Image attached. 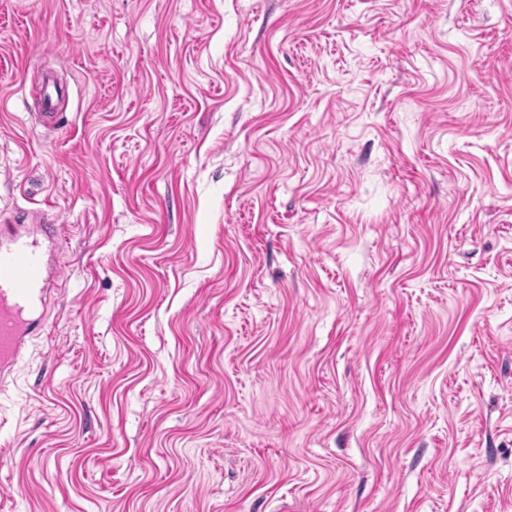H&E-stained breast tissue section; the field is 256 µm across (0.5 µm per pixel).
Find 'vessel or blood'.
Instances as JSON below:
<instances>
[{
	"label": "vessel or blood",
	"instance_id": "b4317fda",
	"mask_svg": "<svg viewBox=\"0 0 512 512\" xmlns=\"http://www.w3.org/2000/svg\"><path fill=\"white\" fill-rule=\"evenodd\" d=\"M55 280L50 251L35 231L11 226L0 233V388L34 332L44 323Z\"/></svg>",
	"mask_w": 512,
	"mask_h": 512
}]
</instances>
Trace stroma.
Wrapping results in <instances>:
<instances>
[{"label": "stroma", "instance_id": "1", "mask_svg": "<svg viewBox=\"0 0 512 512\" xmlns=\"http://www.w3.org/2000/svg\"><path fill=\"white\" fill-rule=\"evenodd\" d=\"M1 224L0 512H512V0H0ZM55 278L49 246L47 249L34 230L16 224L1 232V391L33 333L44 323L46 298Z\"/></svg>", "mask_w": 512, "mask_h": 512}]
</instances>
